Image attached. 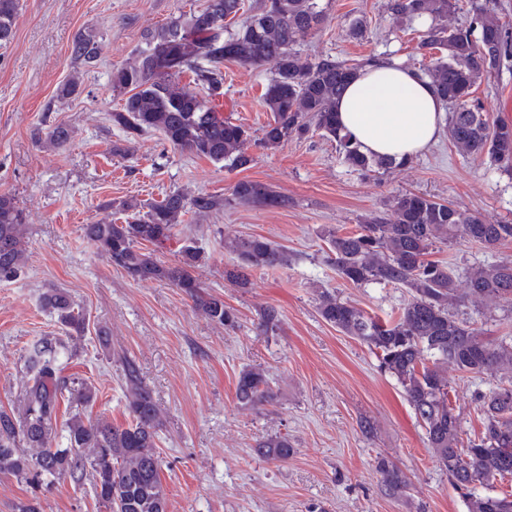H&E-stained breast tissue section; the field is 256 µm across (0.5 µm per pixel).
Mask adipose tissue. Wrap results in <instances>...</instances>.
I'll return each instance as SVG.
<instances>
[{
    "label": "adipose tissue",
    "mask_w": 512,
    "mask_h": 512,
    "mask_svg": "<svg viewBox=\"0 0 512 512\" xmlns=\"http://www.w3.org/2000/svg\"><path fill=\"white\" fill-rule=\"evenodd\" d=\"M444 112L426 78L389 60L360 68L336 103L340 126L363 153L395 161L424 151L439 135Z\"/></svg>",
    "instance_id": "adipose-tissue-1"
}]
</instances>
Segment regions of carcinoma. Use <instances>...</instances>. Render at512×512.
Segmentation results:
<instances>
[{"instance_id": "cac0c4a2", "label": "carcinoma", "mask_w": 512, "mask_h": 512, "mask_svg": "<svg viewBox=\"0 0 512 512\" xmlns=\"http://www.w3.org/2000/svg\"><path fill=\"white\" fill-rule=\"evenodd\" d=\"M456 0H389L388 11L399 22L428 18L420 47L436 50L424 74L450 106L448 130L465 154L487 156L491 164L512 170V124H491L471 98L473 87L499 73L512 58V36L472 3L468 26L448 24ZM244 0H206V6L148 32L134 62L112 70V90L125 95L112 122L128 135L159 132L170 146L215 163L244 168L252 162L246 152L249 128L218 116L213 102L224 97L222 66L230 60L245 67L268 66L272 76L263 99L272 112L263 141L277 147L293 135L315 128L336 143L341 157L361 172L387 170L411 163L385 161L361 152L351 134L337 122L334 103L358 67L332 58L304 61L294 51L297 40L320 23L318 0H261L253 14L237 22ZM17 0H0V42L13 37ZM72 62L84 68L100 60V43L93 32H78L71 45ZM192 82L206 96L181 84ZM70 140V130L59 124L47 135L54 147ZM232 200L241 203L288 206V196L252 181H239ZM131 212L122 224H88L85 235L114 265L134 281L166 280L188 296L211 321L231 326L235 314L224 299L203 291L195 276L201 257L185 245L174 265L159 264L151 245L162 248L183 216L193 210L206 213L224 208V198L189 197L179 190L142 211L122 203ZM23 212L14 198L0 194V280L17 277L25 265ZM338 274L356 285H393L408 289L409 298L397 319L382 323L336 294H318L321 317L348 336L365 343L378 359L379 369L396 379L426 431L429 449L452 485L461 491L467 512H512V491L483 493L495 479H512V336L491 340L475 324L460 318L456 308L465 301L482 307L512 304V260L465 269L461 273L429 259L438 243L466 239L487 251L512 238V224H487L473 213L424 193L402 192L389 201V213L375 215L355 233L327 230ZM234 248L243 265L224 271L225 280L238 288L248 285L246 270L273 269L288 264L286 251L264 237L243 238ZM42 306L55 313L71 335L85 331L83 316L69 295L52 289L43 293ZM63 344L46 339L28 351L22 412L0 410V477L32 484L67 476L89 481L107 512H168L167 494L160 477L157 441L161 410L136 367L124 362L127 409L131 422L115 426L108 421H84L75 415L65 424L67 447L54 448L60 399L64 392L88 403L95 392L85 383L68 386L59 376ZM463 376H500V384L481 397L482 431L464 438L460 415L449 399L448 370ZM236 397L254 407L276 398L268 375L245 368L238 377ZM288 434H276L254 448L265 460L282 461L294 454ZM386 489L405 491L399 469L379 463Z\"/></svg>"}]
</instances>
